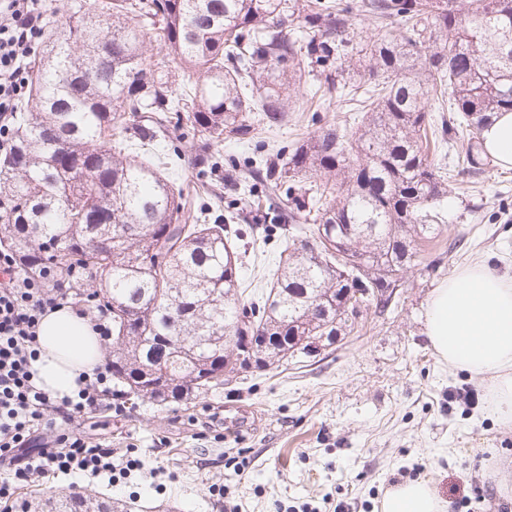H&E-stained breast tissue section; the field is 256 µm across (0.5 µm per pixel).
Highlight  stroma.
<instances>
[{
	"mask_svg": "<svg viewBox=\"0 0 512 512\" xmlns=\"http://www.w3.org/2000/svg\"><path fill=\"white\" fill-rule=\"evenodd\" d=\"M322 67L296 90L287 125L265 134L264 154L290 153L339 119L336 100L312 98ZM243 242L266 239L259 259L245 257L240 274L259 281L285 243L265 237L264 218L226 191ZM444 241L407 268L385 313L367 307L360 331L309 359L242 374L218 391L158 406L129 400L122 411L100 409L69 428L113 450L114 475L48 472L19 484L0 512L98 486L128 502L131 512H381L396 484L426 480L449 503L470 492L473 477L492 496L468 512H498L512 503V424L484 411L479 379L449 369L425 334L433 288L460 268L483 262L512 275V168L490 164L479 178L454 175L445 200ZM137 468L121 471L127 449Z\"/></svg>",
	"mask_w": 512,
	"mask_h": 512,
	"instance_id": "1",
	"label": "stroma"
}]
</instances>
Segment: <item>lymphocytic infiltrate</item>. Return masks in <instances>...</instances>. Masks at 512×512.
<instances>
[{"label": "lymphocytic infiltrate", "mask_w": 512, "mask_h": 512, "mask_svg": "<svg viewBox=\"0 0 512 512\" xmlns=\"http://www.w3.org/2000/svg\"><path fill=\"white\" fill-rule=\"evenodd\" d=\"M44 27L42 0H0V124L9 123L23 87L21 63ZM50 269L18 273L12 257H0V499L36 473L97 474L112 468L111 449L69 431L77 416L95 414L121 401L112 387V364L77 379L72 395L52 396L36 380L38 327L42 316L64 304L67 294L47 288Z\"/></svg>", "instance_id": "lymphocytic-infiltrate-1"}]
</instances>
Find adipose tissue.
I'll use <instances>...</instances> for the list:
<instances>
[{
	"label": "adipose tissue",
	"instance_id": "adipose-tissue-1",
	"mask_svg": "<svg viewBox=\"0 0 512 512\" xmlns=\"http://www.w3.org/2000/svg\"><path fill=\"white\" fill-rule=\"evenodd\" d=\"M484 146L497 164L512 168V112L498 113L483 131ZM425 334L449 368L485 380L488 414L512 422V277L484 263L460 268L433 289L425 312ZM34 364L39 384L62 396L80 375L101 363V341L90 320L71 307L47 312L38 328ZM425 481L390 489L381 512H449Z\"/></svg>",
	"mask_w": 512,
	"mask_h": 512
}]
</instances>
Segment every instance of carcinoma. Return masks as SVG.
Returning <instances> with one entry per match:
<instances>
[{
    "instance_id": "1",
    "label": "carcinoma",
    "mask_w": 512,
    "mask_h": 512,
    "mask_svg": "<svg viewBox=\"0 0 512 512\" xmlns=\"http://www.w3.org/2000/svg\"><path fill=\"white\" fill-rule=\"evenodd\" d=\"M382 25L360 37L339 0H78L44 28L39 66L0 155V246L20 268L48 266L112 314V378L156 402L224 385L225 351L249 309L268 340L262 370L302 356L278 337L349 334V303L386 295L422 247L440 240L448 194L434 155L461 145L472 177L489 160L481 132L512 112V0H363ZM359 82L326 93L364 112L296 145L281 169L248 164L235 191L265 202L291 235L270 286L241 290L239 228L208 180L224 140L290 112L305 61L333 58ZM430 112H447L437 127ZM195 151V192L167 172ZM294 203L282 213V196ZM351 224L339 261L314 237ZM162 253L166 262L156 263ZM318 322L306 319L314 303ZM94 488L37 503L40 512H107Z\"/></svg>"
}]
</instances>
